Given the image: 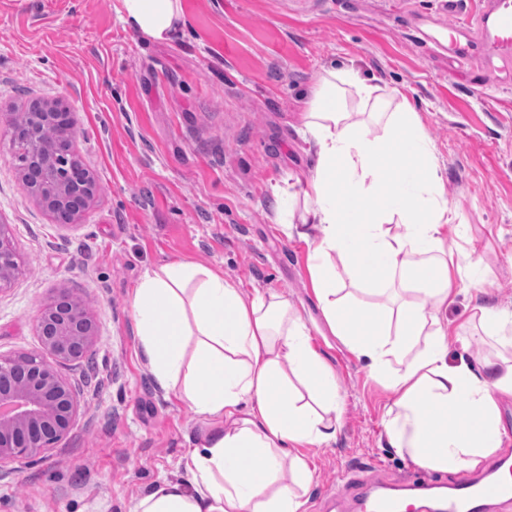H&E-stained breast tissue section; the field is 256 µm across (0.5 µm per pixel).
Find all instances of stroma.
Instances as JSON below:
<instances>
[{"instance_id":"35a3bbf8","label":"stroma","mask_w":512,"mask_h":512,"mask_svg":"<svg viewBox=\"0 0 512 512\" xmlns=\"http://www.w3.org/2000/svg\"><path fill=\"white\" fill-rule=\"evenodd\" d=\"M487 0H181L172 40L121 21V0H0V222L25 270L0 291V354L42 351L35 320L60 289L93 309L88 357L55 362L79 409L38 461L0 463V512H128L149 485L183 477L200 421L155 382L132 316L144 270L193 260L245 299L284 293L336 374L341 428L303 445L309 502L343 474L401 481L389 448L392 390L329 331L311 288L309 247L273 221L274 190L298 191L315 157L303 114L324 70L400 90L431 140L461 225L448 307V359L512 354L477 340V308L512 302V47ZM66 99L76 153L97 179L84 217L55 222L29 194L10 122L34 100ZM480 287H472V279Z\"/></svg>"}]
</instances>
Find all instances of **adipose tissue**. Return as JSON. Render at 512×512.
I'll return each mask as SVG.
<instances>
[{"instance_id":"1","label":"adipose tissue","mask_w":512,"mask_h":512,"mask_svg":"<svg viewBox=\"0 0 512 512\" xmlns=\"http://www.w3.org/2000/svg\"><path fill=\"white\" fill-rule=\"evenodd\" d=\"M122 4L123 23L153 40L182 17L181 0ZM302 134L316 165L298 237L330 331L398 394L387 445L424 469L477 468L508 437L512 359L448 361L459 214L425 129L408 102L388 108L377 85L331 69ZM132 313L156 382L207 427L181 459L185 478L155 484L130 512H303L312 476L295 450L335 440L341 414L336 376L287 297L248 301L237 282L173 261L145 270Z\"/></svg>"}]
</instances>
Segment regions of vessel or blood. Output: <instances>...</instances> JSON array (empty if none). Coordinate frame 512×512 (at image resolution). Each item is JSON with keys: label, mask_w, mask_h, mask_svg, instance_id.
Returning <instances> with one entry per match:
<instances>
[{"label": "vessel or blood", "mask_w": 512, "mask_h": 512, "mask_svg": "<svg viewBox=\"0 0 512 512\" xmlns=\"http://www.w3.org/2000/svg\"><path fill=\"white\" fill-rule=\"evenodd\" d=\"M497 38L501 43L512 42V0H499L495 14ZM507 455L492 459L487 475L474 477L460 473L447 490H440L437 480L417 472L400 484L367 485L359 471L346 473L344 493L336 495L338 512H411L409 502L424 496L426 512H496L512 504V475L507 474Z\"/></svg>", "instance_id": "b4317fda"}]
</instances>
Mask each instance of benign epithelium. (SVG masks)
<instances>
[{
  "instance_id": "obj_1",
  "label": "benign epithelium",
  "mask_w": 512,
  "mask_h": 512,
  "mask_svg": "<svg viewBox=\"0 0 512 512\" xmlns=\"http://www.w3.org/2000/svg\"><path fill=\"white\" fill-rule=\"evenodd\" d=\"M13 141L28 153L21 164L27 190L55 220L81 218L96 192L94 175L79 162L74 146L78 129L71 105L57 100L31 113L25 126L11 127ZM23 264L7 224H0V288L10 284ZM36 329L45 351L57 359L83 358L98 336L88 305L61 291L42 307ZM77 412L69 386L39 354L0 355V461L35 459L66 433Z\"/></svg>"
}]
</instances>
